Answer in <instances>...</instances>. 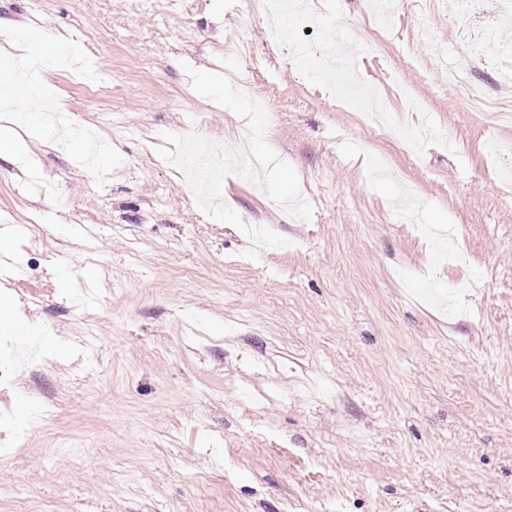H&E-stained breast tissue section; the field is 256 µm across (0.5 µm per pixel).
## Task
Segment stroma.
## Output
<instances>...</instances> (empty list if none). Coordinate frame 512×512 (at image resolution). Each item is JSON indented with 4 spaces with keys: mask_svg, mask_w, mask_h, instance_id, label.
Here are the masks:
<instances>
[{
    "mask_svg": "<svg viewBox=\"0 0 512 512\" xmlns=\"http://www.w3.org/2000/svg\"><path fill=\"white\" fill-rule=\"evenodd\" d=\"M369 2L318 0L280 49L257 0H0L31 60L16 103L54 86L112 143L110 169L74 177L68 150L0 111L26 144L0 157V225L44 228L15 236L0 303L62 341L41 349L0 319V486L25 495L0 512H512V126L482 124L448 81L481 38L461 0H402L379 57L357 36ZM43 26L96 58L102 91L41 67ZM331 34L392 110L419 101V164L330 90ZM184 61L232 78L251 62L241 90L268 103L266 140L313 214L235 174L222 196L289 247L246 258L158 155L195 125L235 150L248 136ZM402 195L415 224L457 228L460 263L394 221ZM84 275L90 302L61 284Z\"/></svg>",
    "mask_w": 512,
    "mask_h": 512,
    "instance_id": "35a3bbf8",
    "label": "stroma"
}]
</instances>
